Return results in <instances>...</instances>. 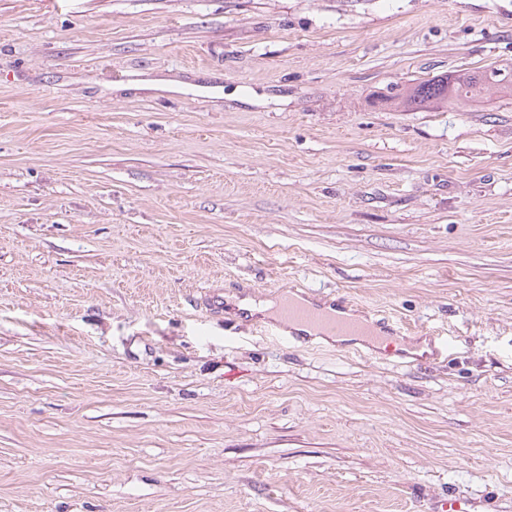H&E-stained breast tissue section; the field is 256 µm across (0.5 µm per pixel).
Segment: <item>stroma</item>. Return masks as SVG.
Instances as JSON below:
<instances>
[{"label":"stroma","instance_id":"stroma-1","mask_svg":"<svg viewBox=\"0 0 512 512\" xmlns=\"http://www.w3.org/2000/svg\"><path fill=\"white\" fill-rule=\"evenodd\" d=\"M510 61L512 0H0V512H512V96L384 101ZM299 297L310 302L307 298L302 296ZM298 300H294L289 297L288 301L283 303L281 307L282 320L280 322L270 325L257 322L255 330L262 334L271 333L274 335H280L282 333V325L288 322L289 328V323L296 322L309 328L328 330L333 332L334 335H342L332 337L336 342H348L356 339L359 340L362 339L361 337H358L360 335L384 336L382 334H391L392 332L390 331L394 330L390 327L388 322L386 323L385 321H382L379 323V325H381L379 327V332L371 331L367 325L360 321L337 315L336 308L340 310H345L346 308V302L341 299L336 300V298H325L323 301L312 304V306L305 305L302 303L305 302L303 300H300L302 302Z\"/></svg>","mask_w":512,"mask_h":512}]
</instances>
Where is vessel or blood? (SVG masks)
Wrapping results in <instances>:
<instances>
[{
	"label": "vessel or blood",
	"mask_w": 512,
	"mask_h": 512,
	"mask_svg": "<svg viewBox=\"0 0 512 512\" xmlns=\"http://www.w3.org/2000/svg\"><path fill=\"white\" fill-rule=\"evenodd\" d=\"M346 303L341 299L328 298L313 305H306L300 301L291 299L283 303L281 307V322L266 325L256 323L255 329L263 334L278 335L282 332L283 323H298V330L292 331L290 340L293 343L309 342L310 329H321L342 336L370 335V328L364 323L343 317L342 309Z\"/></svg>",
	"instance_id": "b4317fda"
}]
</instances>
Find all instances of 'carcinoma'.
<instances>
[{
	"label": "carcinoma",
	"mask_w": 512,
	"mask_h": 512,
	"mask_svg": "<svg viewBox=\"0 0 512 512\" xmlns=\"http://www.w3.org/2000/svg\"><path fill=\"white\" fill-rule=\"evenodd\" d=\"M496 90L512 92V64H490L476 70L460 72L454 76V84L444 91L437 80L429 79L416 82L384 98V101L396 106L423 108L430 105H465L482 96L483 93Z\"/></svg>",
	"instance_id": "1"
}]
</instances>
